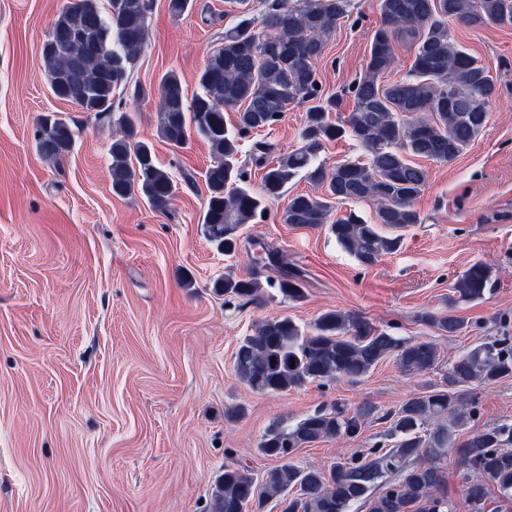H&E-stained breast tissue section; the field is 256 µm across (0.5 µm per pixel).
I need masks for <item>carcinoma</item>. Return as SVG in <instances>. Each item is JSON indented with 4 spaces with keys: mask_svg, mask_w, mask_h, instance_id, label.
Instances as JSON below:
<instances>
[{
    "mask_svg": "<svg viewBox=\"0 0 512 512\" xmlns=\"http://www.w3.org/2000/svg\"><path fill=\"white\" fill-rule=\"evenodd\" d=\"M233 4L239 20L224 30V46L200 72L199 92L186 100L174 71L158 84L159 138L179 147L193 130L211 149L202 217L207 241L217 252L235 256L245 225L301 174L323 191L292 196L284 223L327 229L363 267L397 253L399 231L422 223L414 201L428 170L411 158L455 161L486 127L498 96L490 72L456 42L452 26L512 25V0H379L380 25L363 72L349 87L354 106L340 121L330 119L336 97L318 87L315 63L337 24L349 16L351 0H259L258 21L249 15L248 0ZM152 10L153 0H69L42 47L53 95L97 116L112 111L120 90L136 99L146 96L144 87L130 84L129 70L147 45ZM405 37L412 43L407 77L388 82L386 75L398 63L396 45ZM304 101L313 106L296 149L270 165L266 157L273 145L254 144L255 165L264 173L260 187L253 188L240 160V142L280 121L288 105ZM226 112L236 115L231 128L224 122ZM136 122L127 112L114 121L112 194H138L163 212L176 184L157 163L152 144L137 139ZM345 136L363 147L366 159L327 168L321 150ZM35 140L41 159L55 164L70 153L75 133L68 119L47 115ZM367 202L376 205L374 223L352 209L332 218L337 205ZM492 284L490 265L471 264L453 283L447 309L427 312L422 320L446 336L460 335L468 323L456 309L483 299ZM268 288L292 301L304 298L301 274L282 271L276 251L266 252L247 275L227 274L212 286L240 306L263 302ZM390 357L408 376L428 374L439 363L431 341L395 336L358 312L328 310L307 325L288 316L257 321L237 345L234 371L251 390L279 394L313 382H354ZM511 377L512 336L483 339L449 363L442 383L383 415L390 422L384 441L354 449L327 470L301 467L294 455L325 440L357 437L376 407L362 404L350 412L333 404L293 425L277 421L258 442V451L277 465L260 478L243 465H224L209 512H265L273 499L280 512H350L355 504L365 512H451L440 466L450 448L458 457L468 507L484 512L491 488L512 496V423L472 431L469 424L480 418L477 390Z\"/></svg>",
    "mask_w": 512,
    "mask_h": 512,
    "instance_id": "carcinoma-1",
    "label": "carcinoma"
}]
</instances>
